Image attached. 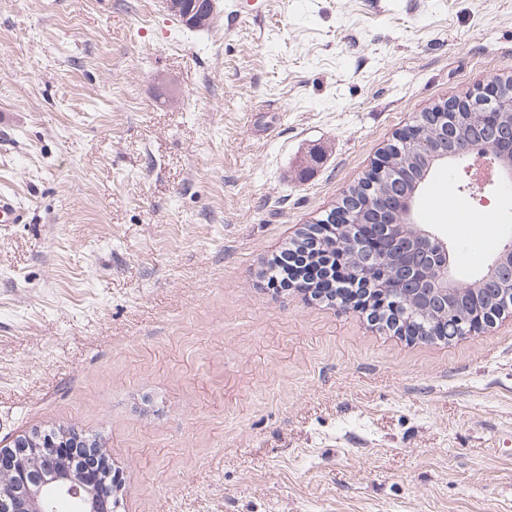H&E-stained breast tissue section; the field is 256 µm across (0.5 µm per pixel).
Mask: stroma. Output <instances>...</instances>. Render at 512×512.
Segmentation results:
<instances>
[{
	"mask_svg": "<svg viewBox=\"0 0 512 512\" xmlns=\"http://www.w3.org/2000/svg\"><path fill=\"white\" fill-rule=\"evenodd\" d=\"M0 0V441L72 428L118 512H512V318L450 343L262 271L420 112L512 78V0ZM436 170L463 282L512 194Z\"/></svg>",
	"mask_w": 512,
	"mask_h": 512,
	"instance_id": "1",
	"label": "stroma"
}]
</instances>
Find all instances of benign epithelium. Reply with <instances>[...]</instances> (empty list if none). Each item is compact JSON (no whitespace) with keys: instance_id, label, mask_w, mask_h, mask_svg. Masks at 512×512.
I'll return each mask as SVG.
<instances>
[{"instance_id":"7a95c632","label":"benign epithelium","mask_w":512,"mask_h":512,"mask_svg":"<svg viewBox=\"0 0 512 512\" xmlns=\"http://www.w3.org/2000/svg\"><path fill=\"white\" fill-rule=\"evenodd\" d=\"M460 107L447 101L430 108L434 121L418 118L395 137V143H416L426 147L425 166L415 170L398 163L394 143L389 144L368 173L367 191H377L381 201L371 211L361 207L344 209L335 215L336 225L328 249L348 250L359 268L367 272L364 285L373 291H391L406 301L401 319L407 323L438 325V333L420 330L414 338L427 342H451L472 333L469 320L453 311L452 304L469 294H488L503 306L478 317V326L489 327L512 311V245H506L487 265L481 280L464 283L457 275L447 242L426 225L414 220L417 193L433 164L464 157L495 153L500 159L501 177L512 180V80L491 79L478 85L466 98V110L474 119L478 134L465 155L448 150L452 129L448 113ZM360 224H370L388 244L390 259L381 257L374 242L366 243L354 234ZM70 445L38 432L19 434L0 441V512H49L42 497L43 480L53 478L69 495L84 499L85 512H117L118 500L106 486L88 472L73 469L66 456Z\"/></svg>"}]
</instances>
